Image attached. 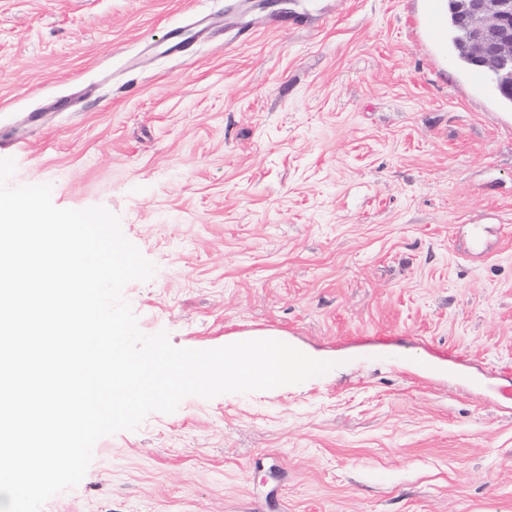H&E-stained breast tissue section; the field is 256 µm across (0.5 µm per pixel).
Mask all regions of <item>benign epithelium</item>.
<instances>
[{"label":"benign epithelium","instance_id":"7a95c632","mask_svg":"<svg viewBox=\"0 0 512 512\" xmlns=\"http://www.w3.org/2000/svg\"><path fill=\"white\" fill-rule=\"evenodd\" d=\"M468 23L475 58L512 94V0H468Z\"/></svg>","mask_w":512,"mask_h":512}]
</instances>
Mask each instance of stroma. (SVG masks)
Wrapping results in <instances>:
<instances>
[{
  "label": "stroma",
  "mask_w": 512,
  "mask_h": 512,
  "mask_svg": "<svg viewBox=\"0 0 512 512\" xmlns=\"http://www.w3.org/2000/svg\"><path fill=\"white\" fill-rule=\"evenodd\" d=\"M446 12L0 0L10 183L119 217L140 331L333 364L150 413L43 512H512V107L413 35Z\"/></svg>",
  "instance_id": "obj_1"
}]
</instances>
